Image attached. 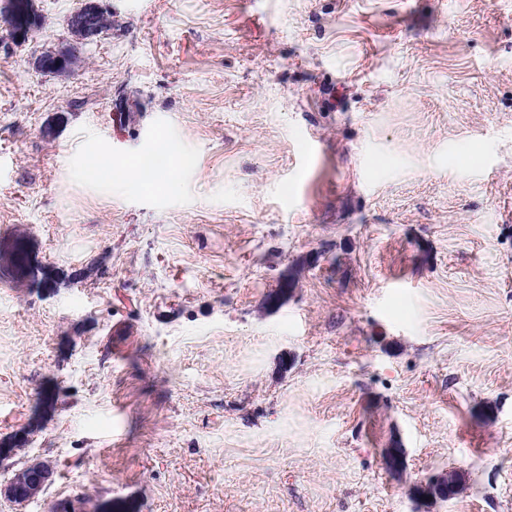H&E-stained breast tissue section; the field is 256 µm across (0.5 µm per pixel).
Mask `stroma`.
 Wrapping results in <instances>:
<instances>
[{"label": "stroma", "instance_id": "35a3bbf8", "mask_svg": "<svg viewBox=\"0 0 512 512\" xmlns=\"http://www.w3.org/2000/svg\"><path fill=\"white\" fill-rule=\"evenodd\" d=\"M35 5L0 26V484L54 475L0 512H512V0H107L63 75L79 0ZM8 36L15 44L28 42L37 29L40 16L33 0H8L6 3ZM15 474L17 477L1 487V494L14 502L25 503L40 495L51 479L52 470L44 462L36 461ZM458 489L459 484L450 479L448 472H441L415 486L413 496L419 502L448 500Z\"/></svg>", "mask_w": 512, "mask_h": 512}]
</instances>
